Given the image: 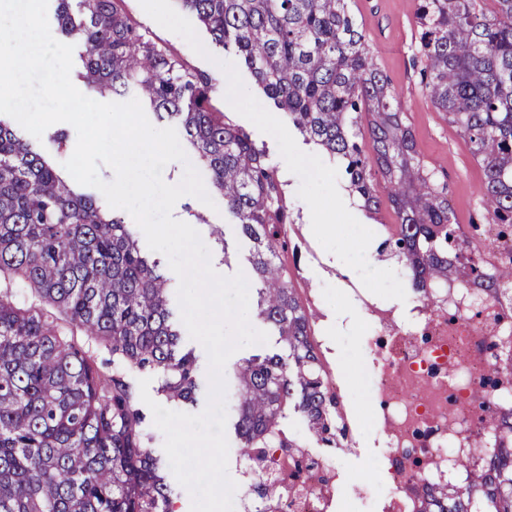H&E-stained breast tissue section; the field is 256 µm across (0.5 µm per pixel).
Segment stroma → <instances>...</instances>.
Listing matches in <instances>:
<instances>
[{
  "instance_id": "obj_1",
  "label": "stroma",
  "mask_w": 512,
  "mask_h": 512,
  "mask_svg": "<svg viewBox=\"0 0 512 512\" xmlns=\"http://www.w3.org/2000/svg\"><path fill=\"white\" fill-rule=\"evenodd\" d=\"M351 7L375 52L377 67L401 102L420 158L437 180L448 185L453 222L464 228L480 222L483 171L468 142L436 110L422 84L417 0H352ZM123 8L142 34L167 45L191 68L207 75L214 87L213 105L265 149L278 173L291 175L284 191L294 219L286 227L292 248L283 260L310 316L324 369L335 379L340 394L355 396L356 405L348 414L353 434L340 448L316 442L297 413H289L282 427L310 452L335 458L345 479L344 489L337 493L336 512H362L364 505L353 489L377 480L386 450L382 433L371 419L375 401L362 383L371 361L359 338L368 326V305L373 301L394 311L397 323H408L413 291L401 265L394 259H377L374 223L357 205L349 204L335 163L289 123L243 65L225 57L223 46L195 16L181 11L175 0H124ZM318 203L326 205L327 221L335 225V234L315 232L310 213ZM223 204L219 198L210 207L187 196L178 200L173 216L191 224L211 247L215 271L231 276L245 269L247 247L232 218L224 214ZM214 224L224 227L227 253L213 248L210 227Z\"/></svg>"
}]
</instances>
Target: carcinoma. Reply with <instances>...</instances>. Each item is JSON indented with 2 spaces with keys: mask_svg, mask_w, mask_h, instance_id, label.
Wrapping results in <instances>:
<instances>
[{
  "mask_svg": "<svg viewBox=\"0 0 512 512\" xmlns=\"http://www.w3.org/2000/svg\"><path fill=\"white\" fill-rule=\"evenodd\" d=\"M59 32L73 40L85 85L137 98L179 124L209 186L253 244L257 316L286 354L235 364V427L245 461L266 448L301 444L282 436L293 406L316 441L335 448L344 430L336 394L315 353L309 317L280 259L293 223L283 184L264 151L212 105L209 78L140 33L124 0H56ZM225 53L253 73L264 96L344 170L361 210L385 193L397 223L384 226L378 256L404 263L410 288L472 283L502 298L512 317V0H418L425 90L470 143L482 167L487 226L466 257L451 222L448 185L417 156L412 130L376 67L351 0H176ZM373 144L365 153L364 138ZM0 512H172L127 376L150 370L171 403L193 404L196 358L180 347L169 278L141 251L133 226L78 193L0 119ZM19 287L38 299H18ZM112 354L97 367L90 344ZM494 455L459 459L462 482L417 484L418 512H512V412L488 415ZM258 476L253 491L275 499Z\"/></svg>",
  "mask_w": 512,
  "mask_h": 512,
  "instance_id": "obj_1",
  "label": "carcinoma"
}]
</instances>
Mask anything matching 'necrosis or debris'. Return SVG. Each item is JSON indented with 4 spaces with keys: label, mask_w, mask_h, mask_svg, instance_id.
Masks as SVG:
<instances>
[{
    "label": "necrosis or debris",
    "mask_w": 512,
    "mask_h": 512,
    "mask_svg": "<svg viewBox=\"0 0 512 512\" xmlns=\"http://www.w3.org/2000/svg\"><path fill=\"white\" fill-rule=\"evenodd\" d=\"M414 329L393 323L387 310L372 307L365 338L372 360L371 378L380 397L374 421L384 436L389 467L384 485L355 490L368 512H416L408 492L416 481L437 485L462 479L456 457L486 458L497 437L486 423L488 413L512 409V372L501 373L495 386L483 388L490 364L512 361V320L500 318L496 298L476 287L449 285L440 310L417 302ZM483 402H475L476 391ZM323 487L292 479L294 458L276 451L262 462H249L250 475L278 474L283 492L276 512H334L332 489L339 479L336 461L314 458Z\"/></svg>",
    "instance_id": "necrosis-or-debris-1"
}]
</instances>
